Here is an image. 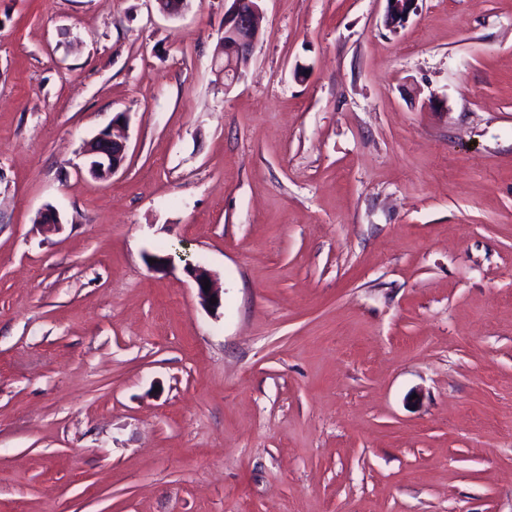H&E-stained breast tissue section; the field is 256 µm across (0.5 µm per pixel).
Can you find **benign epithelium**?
Masks as SVG:
<instances>
[{
  "mask_svg": "<svg viewBox=\"0 0 512 512\" xmlns=\"http://www.w3.org/2000/svg\"><path fill=\"white\" fill-rule=\"evenodd\" d=\"M224 11V60L221 70L224 77L234 82L239 78V66L252 54L263 18L262 0H229ZM419 0H386L385 26L395 31L403 26L410 15L417 13ZM126 123L123 114L116 116L112 125L100 131L84 147L88 172L95 179H107L122 166L127 152L126 137L122 127ZM185 273L192 279L197 296L203 307L216 311L224 305V296L213 284L209 270L190 260L185 261ZM210 288L203 289L204 283ZM217 303H210L211 298Z\"/></svg>",
  "mask_w": 512,
  "mask_h": 512,
  "instance_id": "1",
  "label": "benign epithelium"
}]
</instances>
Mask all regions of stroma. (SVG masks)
<instances>
[{
    "mask_svg": "<svg viewBox=\"0 0 512 512\" xmlns=\"http://www.w3.org/2000/svg\"><path fill=\"white\" fill-rule=\"evenodd\" d=\"M225 8L0 0V512H512V0ZM264 0H225L231 2L224 11V60L221 70L232 84L239 78V66L252 54L263 18ZM385 11V26L395 31L402 27L411 14H416L418 11L419 0H386ZM125 123V115H117L110 127L86 143L83 152L93 178L107 179L121 168L127 152L126 137L121 131ZM184 271L192 279L197 291V296L203 307L214 312L224 305V296L221 294L219 288L215 287L213 276L209 270L200 264H195L188 260L185 261ZM206 282H210V288L208 290L203 289V284ZM211 297H216L217 303L211 304Z\"/></svg>",
    "mask_w": 512,
    "mask_h": 512,
    "instance_id": "obj_1",
    "label": "stroma"
}]
</instances>
